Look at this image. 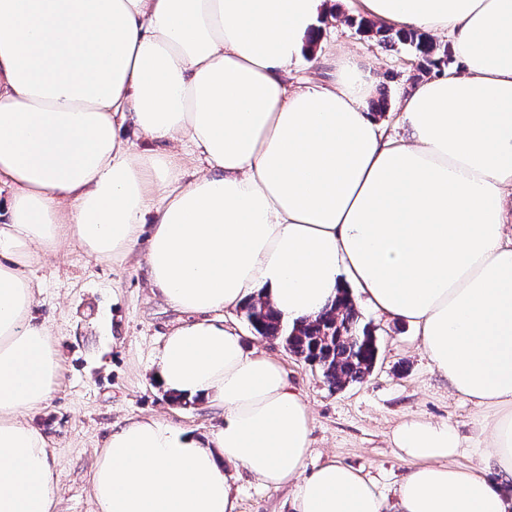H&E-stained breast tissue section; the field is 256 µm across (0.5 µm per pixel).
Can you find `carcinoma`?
I'll list each match as a JSON object with an SVG mask.
<instances>
[{
  "instance_id": "carcinoma-1",
  "label": "carcinoma",
  "mask_w": 512,
  "mask_h": 512,
  "mask_svg": "<svg viewBox=\"0 0 512 512\" xmlns=\"http://www.w3.org/2000/svg\"><path fill=\"white\" fill-rule=\"evenodd\" d=\"M391 39L415 49L423 72L448 62V49H440L424 33L396 31ZM244 311L258 335L282 339L291 353L319 368L333 389L360 383L374 369L378 356L376 338L368 326L361 325L346 290L316 319L299 326H288L262 301L248 303Z\"/></svg>"
}]
</instances>
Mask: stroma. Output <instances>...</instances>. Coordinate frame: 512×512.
Instances as JSON below:
<instances>
[{"label": "stroma", "mask_w": 512, "mask_h": 512, "mask_svg": "<svg viewBox=\"0 0 512 512\" xmlns=\"http://www.w3.org/2000/svg\"><path fill=\"white\" fill-rule=\"evenodd\" d=\"M328 3L345 21L327 33L318 68H301L295 78L330 81L336 54L354 50L370 62L379 97L395 109L422 76L414 52L360 29L347 0ZM33 274L42 284L34 314L51 326L62 370L49 401L26 420L55 447L61 512H96L88 474L94 449L113 426L130 417L161 416L207 434L223 418L206 403L179 400L153 383L149 367L181 314L151 295L140 256L103 262L67 245L35 265ZM355 308L361 323L374 328L379 352L372 373L342 389L329 387L318 368L289 352L280 339L257 335L242 311L224 318L241 331L247 347L280 359L308 402L314 441L308 467L339 460L362 470L391 500L407 471L389 442L396 425L408 417L445 421L468 437L473 406L449 392L447 379L430 363L411 327L378 317L363 302ZM235 488L239 512H287V489L262 487L244 473Z\"/></svg>", "instance_id": "1"}]
</instances>
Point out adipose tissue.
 Returning <instances> with one entry per match:
<instances>
[{
  "label": "adipose tissue",
  "instance_id": "obj_1",
  "mask_svg": "<svg viewBox=\"0 0 512 512\" xmlns=\"http://www.w3.org/2000/svg\"><path fill=\"white\" fill-rule=\"evenodd\" d=\"M351 7L446 35L458 62L399 99V135L356 54L331 82L293 80L326 0H0V512H59L52 443L25 416L60 373L30 269L67 244L143 250L153 295L187 315L152 379L224 417L205 436L155 416L114 427L89 475L98 512H238L235 467L287 488L291 512H512V0ZM183 137L188 182L169 149ZM349 286L413 326L479 409L471 465L448 423L393 430L409 470L391 502L350 465L307 468L304 398L224 323L264 298L298 325Z\"/></svg>",
  "mask_w": 512,
  "mask_h": 512
}]
</instances>
